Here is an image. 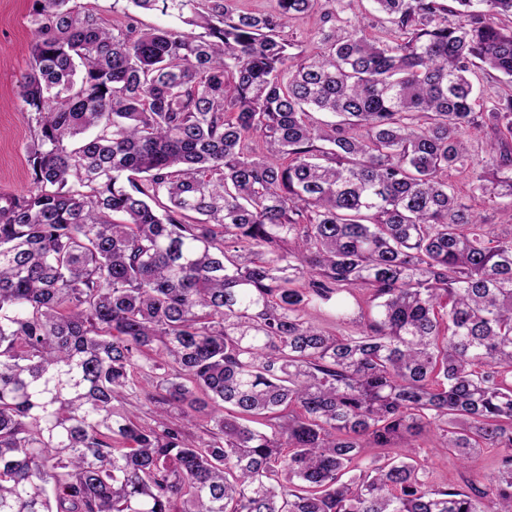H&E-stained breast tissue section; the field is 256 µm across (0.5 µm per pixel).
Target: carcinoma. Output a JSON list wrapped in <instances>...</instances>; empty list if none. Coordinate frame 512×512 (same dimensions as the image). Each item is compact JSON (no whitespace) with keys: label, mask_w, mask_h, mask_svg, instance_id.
<instances>
[{"label":"carcinoma","mask_w":512,"mask_h":512,"mask_svg":"<svg viewBox=\"0 0 512 512\" xmlns=\"http://www.w3.org/2000/svg\"><path fill=\"white\" fill-rule=\"evenodd\" d=\"M129 2L205 34L29 13L31 187L0 191V512H512V231L448 183L468 170L512 223V97L476 112L469 79L512 82V0H368L382 37L326 0L297 62L282 29L321 0ZM425 434L463 484L429 480ZM448 180L454 185L459 200L477 212L486 224H498L497 228L499 231L508 230V227L500 225V216L496 210L486 206L481 199L473 197L470 191V176L468 172L454 169L449 170Z\"/></svg>","instance_id":"1"}]
</instances>
